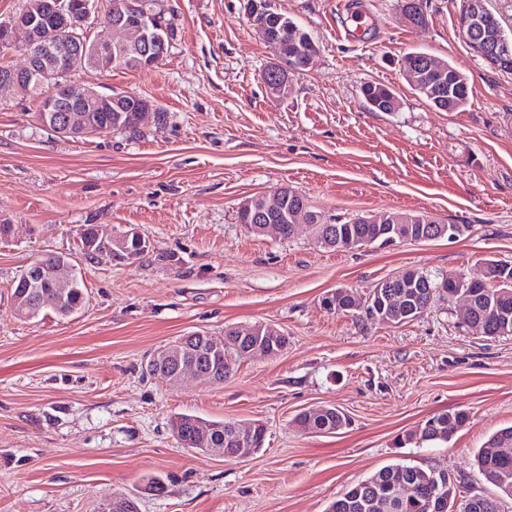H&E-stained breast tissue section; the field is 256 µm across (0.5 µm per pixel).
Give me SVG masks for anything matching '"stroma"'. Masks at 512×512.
Returning <instances> with one entry per match:
<instances>
[{"mask_svg":"<svg viewBox=\"0 0 512 512\" xmlns=\"http://www.w3.org/2000/svg\"><path fill=\"white\" fill-rule=\"evenodd\" d=\"M360 3L378 33L351 43L336 35L338 0H269L317 47L273 100L262 75L274 55L249 0H157L173 33L162 61L72 76L166 112L137 140L65 138L42 126L35 98L0 99V224L11 227L0 239V512H99L116 493L140 512H325L392 463L448 470L461 500L495 493L475 455L512 426V335L482 336L445 302L385 325L322 300L339 288L367 296L408 269L478 277L487 260L512 263V73L465 42L457 0H427L421 28L400 0ZM414 51L466 76L464 111H438L408 85L402 62ZM367 83L394 88L395 111H370ZM282 186L328 216L398 211L471 230L348 251L320 247L304 224L285 239L250 233L240 204ZM88 224L135 228L153 251L132 264L86 260ZM60 254L77 258L84 308L18 319L12 281ZM254 323L278 327L287 346L222 384L173 387L143 371L179 336ZM331 405L348 428L296 424ZM458 410L468 419L448 441L401 447ZM180 414L261 422L265 444L240 459L199 453L172 431ZM154 477L162 491L149 490Z\"/></svg>","mask_w":512,"mask_h":512,"instance_id":"35a3bbf8","label":"stroma"}]
</instances>
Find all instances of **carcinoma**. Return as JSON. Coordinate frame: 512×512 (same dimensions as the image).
I'll return each mask as SVG.
<instances>
[{
    "mask_svg": "<svg viewBox=\"0 0 512 512\" xmlns=\"http://www.w3.org/2000/svg\"><path fill=\"white\" fill-rule=\"evenodd\" d=\"M104 16L120 17L131 9V5L139 0H104ZM288 41V16L275 14L271 21L270 42L283 43ZM362 96L369 110L373 112H393L395 107L391 104L395 92L388 86L374 83L366 84L361 89ZM419 94L436 109L443 112H460L468 103L469 89L466 77H461L456 85L453 96L446 100L433 98L425 91ZM91 126L105 133L112 129L128 134L132 139L144 136L140 127L126 125L120 118L127 117L124 112H99L92 110L87 113ZM387 224H359L355 219L339 221L335 224H319L316 229V239L320 246L333 247L332 241L352 239L361 246L372 244L384 245L388 238ZM402 237L417 240L421 237L434 239L448 234L455 238L462 237L469 228L467 224H396ZM499 262L491 260L486 265L484 281L467 289L474 301L471 320L467 326L474 328L482 324V335L496 337L512 335V322L501 325L494 311L506 312L512 316V284H501L502 278H512V267L507 271H499ZM404 278L414 279L418 284L416 288H398L395 294L406 298V305L390 313V319L396 324L410 322L429 309L422 294L423 286L428 285L434 291V299L450 301L449 294L456 292L459 275L455 273H432L419 269L408 270L403 273ZM83 278H78L77 287L71 289L67 309L59 308L53 304L47 309L57 315L68 317L79 312L84 304ZM34 289L21 287L20 280L16 279L12 288V300L15 314L24 319L20 307L29 300ZM256 340L254 336H241L239 330H233L222 336H213L191 354V359L201 368H210L212 363L219 359L224 365V377L233 374L242 362L249 358L248 349ZM467 420V414L457 411L452 414L442 413L433 416L416 429L403 437V445L421 447L436 441H446L462 427ZM296 422L306 430L317 433L333 434L349 425L348 416L340 409L329 406L320 413L302 414L296 417ZM216 440L214 446L224 449L232 454L237 448L251 447L250 441L241 442L232 434L234 426L232 421L213 422ZM477 464L486 477L500 491L499 496L473 495L465 500L470 507L469 512H501L500 496L512 499V487H503L499 483V476L503 475L512 481V427L504 428L492 435L485 446L477 453ZM406 481L414 486L413 492L403 500L392 497L394 485ZM458 485L456 478L445 470L434 468L423 469L416 465L392 464L374 472L366 479L351 486L343 495L333 501L327 512H448V499H457Z\"/></svg>",
    "mask_w": 512,
    "mask_h": 512,
    "instance_id": "obj_1",
    "label": "carcinoma"
}]
</instances>
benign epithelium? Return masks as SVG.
<instances>
[{
  "instance_id": "benign-epithelium-1",
  "label": "benign epithelium",
  "mask_w": 512,
  "mask_h": 512,
  "mask_svg": "<svg viewBox=\"0 0 512 512\" xmlns=\"http://www.w3.org/2000/svg\"><path fill=\"white\" fill-rule=\"evenodd\" d=\"M250 20L254 29L264 40H269L266 17L270 13L267 0H250ZM101 12V0H38L27 2L24 8L7 21H0V48L9 50L23 41L27 62L22 67L10 65L0 69V90L3 92L18 89L24 82L49 84L41 104V122L47 129L63 137L85 138L93 135L86 122L84 112L95 105L101 112H129L131 118L140 126L146 119L155 116L156 108L142 97L132 93L101 94L93 87H77L69 77L78 69L90 68L95 71L112 66V48L131 52L142 68L158 63L167 53V41L157 34L164 28L157 11L146 5L132 11L129 17L114 22L106 19L109 28L119 34L113 41L88 42L85 40V23L93 13ZM460 31L472 48L481 55L495 54L505 57L512 54L509 37L499 26H492L487 20L485 0H460L458 9ZM294 68L286 64L281 52H276V63L264 75V85L269 94L280 98L288 94L289 74ZM403 73L411 85L427 91L434 97L444 99L451 94V88L457 83L456 72L448 63L427 56L424 61L417 60V54L406 55ZM287 198L280 190L244 201L239 211L251 218V227L261 234L281 235V225L268 222L267 215L285 208ZM292 225L300 222L307 224H331L322 215L310 213L307 209H295L287 215ZM140 248L148 250L151 242L135 229L113 231L105 234L95 230L92 238L86 241V247L96 249L98 261L114 264H132L136 262V249L130 241ZM76 267L72 258L62 255L50 261H38L27 272L29 287L38 282H49L57 288L56 303H62L70 289L76 287ZM395 279H389L377 285V290L357 304L371 308V319L386 323L389 304L395 301L389 289L394 287ZM193 335L169 347L165 358L175 365L174 381L182 380L186 375L204 377L211 382L224 378V369L213 367L201 369L185 358L192 348ZM210 435L202 422L195 424L193 439L203 445L204 454L224 455V449L205 446Z\"/></svg>"
}]
</instances>
